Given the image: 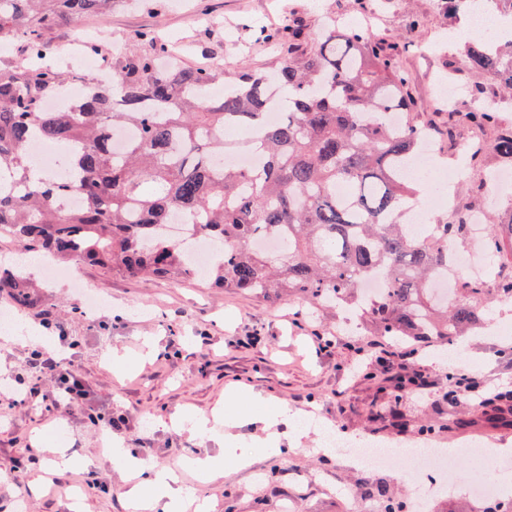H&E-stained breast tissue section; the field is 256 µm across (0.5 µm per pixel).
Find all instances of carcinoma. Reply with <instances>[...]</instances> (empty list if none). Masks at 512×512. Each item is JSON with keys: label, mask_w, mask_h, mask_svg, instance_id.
Instances as JSON below:
<instances>
[{"label": "carcinoma", "mask_w": 512, "mask_h": 512, "mask_svg": "<svg viewBox=\"0 0 512 512\" xmlns=\"http://www.w3.org/2000/svg\"><path fill=\"white\" fill-rule=\"evenodd\" d=\"M507 0H448V14L468 18L480 6L497 13ZM112 0H0V41L21 38L27 56L0 68V172L14 191L0 193V237L25 252L53 260L79 258L115 275H152L172 281L200 276L217 288H234L273 302L295 296L311 306L357 303L378 336L412 344L444 345L480 327L494 301H512V274L483 288L463 277L445 301L432 296L438 268L448 266L449 244L466 239L468 209L415 235L404 224L417 185L407 178L421 131L410 117L413 99L393 48L334 15L320 39L298 23L260 36L288 45L275 74L243 69L215 97L224 68L158 69L155 35L135 38L149 52L112 69V81L81 78L80 98L48 112L44 103L64 98L68 81L57 68L34 65L48 56L43 33L60 18L102 13ZM468 71L493 75L512 93V37L482 38L460 49ZM401 113L395 126L389 113ZM491 129L484 151L512 162V124L483 110L448 113ZM250 134L249 167L224 162L225 125ZM129 128L123 147L110 132ZM41 138L64 148L65 179L33 178L29 142ZM60 193L79 195V209H60ZM190 216L187 229L213 249L200 272L188 251L160 227ZM261 237L287 240L284 253L257 249ZM487 251L512 268V218L490 225ZM376 272L386 293L358 299L357 282ZM14 307L36 304L19 266L0 264V292ZM362 495L384 512L400 505L387 483L366 485Z\"/></svg>", "instance_id": "carcinoma-1"}]
</instances>
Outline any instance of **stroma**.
<instances>
[{"label":"stroma","instance_id":"35a3bbf8","mask_svg":"<svg viewBox=\"0 0 512 512\" xmlns=\"http://www.w3.org/2000/svg\"><path fill=\"white\" fill-rule=\"evenodd\" d=\"M333 13L353 28L363 19L354 0H117L111 13L79 24L59 21L44 38L64 69L79 26L98 30L96 57L109 65L143 53L133 37L153 31L172 41L186 63H219L231 78L244 67L272 71L279 66L284 49L261 40V29L298 19L315 37L324 17ZM451 24L444 0L375 2L367 33L399 54L414 99L412 116L420 124L442 127L449 110L472 108L469 97L451 104L438 92L442 77L459 63L447 44ZM66 266L101 295V308L83 318L81 297L43 277L33 307H12L0 293V311L11 319L0 328V384L29 373L31 346L14 342L13 336L26 327L44 335L41 318L49 312L68 329L74 344L69 354L89 390L87 407L63 414L47 399L33 405L17 394L0 395V512H16L21 500L26 512H71L66 489L50 465L56 449L80 463L68 472L70 484H81L86 470L102 484L83 491L81 512H127L126 476L106 452L105 433L88 420V412L125 415V442L151 441L149 454L141 458L144 467L175 468L185 457L217 456L222 449L206 438L163 429L162 421L174 414H210L231 387L258 392L271 406L287 402L292 412L312 413L317 424L384 445H412L414 428L424 424L434 428L433 441L442 448L465 438L491 448L512 443V424L491 422L478 406L484 396L512 397V335L495 333L512 327V303H494L489 324L459 342L455 352L479 390L452 403L449 370L435 362L442 347L389 363L382 351L400 349V342L374 336L365 323L296 301L275 304L202 279L171 283L116 277L75 260ZM317 333L332 339V347L319 349ZM413 373L426 376L429 389L395 391L391 375ZM252 409L246 398L228 404V413L242 418L234 433L248 445L249 463L226 464L214 475L206 487L211 512H282L290 502L299 512H346L348 498L379 479V472L353 467L343 455L319 452L317 429L305 445L270 453L259 426L246 419Z\"/></svg>","mask_w":512,"mask_h":512}]
</instances>
